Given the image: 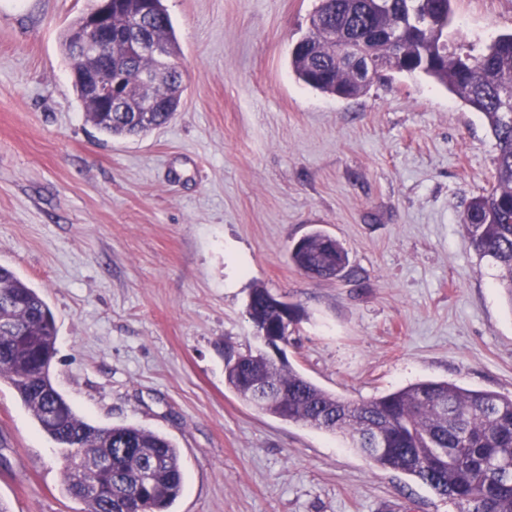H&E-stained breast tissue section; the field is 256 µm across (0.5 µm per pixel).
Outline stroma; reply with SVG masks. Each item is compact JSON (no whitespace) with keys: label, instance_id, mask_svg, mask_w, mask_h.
Instances as JSON below:
<instances>
[{"label":"stroma","instance_id":"obj_1","mask_svg":"<svg viewBox=\"0 0 512 512\" xmlns=\"http://www.w3.org/2000/svg\"><path fill=\"white\" fill-rule=\"evenodd\" d=\"M94 0H0V265L54 313L55 387L99 426L180 451L171 512H457L339 435L256 410L224 381L260 349L254 289L288 302L290 366L366 402L421 381L512 396V303L460 217L494 181L486 119L421 74L356 98L305 86L290 48L318 0H164L186 90L174 120L110 138L61 46ZM450 44L512 31V0H455ZM319 229L352 276L289 260ZM62 451L0 382V501L83 512Z\"/></svg>","mask_w":512,"mask_h":512}]
</instances>
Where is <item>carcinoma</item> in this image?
<instances>
[{"label":"carcinoma","instance_id":"carcinoma-1","mask_svg":"<svg viewBox=\"0 0 512 512\" xmlns=\"http://www.w3.org/2000/svg\"><path fill=\"white\" fill-rule=\"evenodd\" d=\"M454 0H319L308 32L290 52L298 80L322 93L358 96L370 83L359 77L356 53L338 57L344 40L380 63L384 72L423 74L481 113L496 140L495 184L474 196L462 216L470 249L498 268L499 286L512 305V33L481 50L451 49L447 30ZM139 32L167 47V56L127 54L112 40V66L123 69L124 109L97 112L81 80L86 54L64 33L72 84L88 121L111 137H139L170 123L183 87L177 70L180 47L162 0H113L112 31ZM157 110L133 113L146 100ZM290 260L313 278H339L348 253L332 237L314 231L290 250ZM268 292L251 295L254 325L276 327L279 313L266 305ZM54 315L40 292L0 265V381H7L40 431L65 450V491L85 512H170L184 474L179 451L166 436L134 425L97 426L55 388L50 367L56 355ZM226 385L249 404L288 422L348 434L367 450L383 451L375 466L404 472L447 498L458 512H512V397L445 381H424L369 402L345 401L314 384L287 363L269 364L251 351L224 364ZM275 393L256 398L255 385ZM157 459L150 474L142 460Z\"/></svg>","mask_w":512,"mask_h":512}]
</instances>
